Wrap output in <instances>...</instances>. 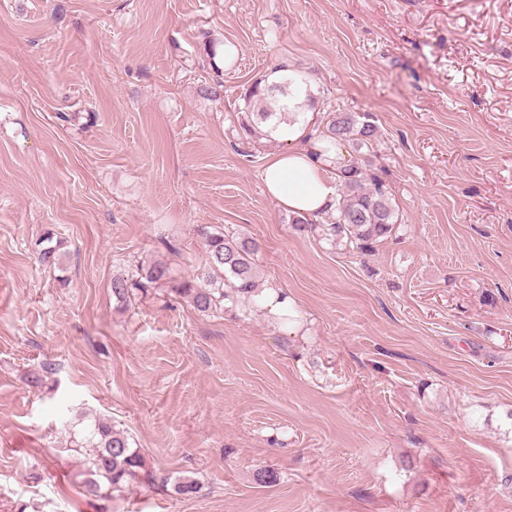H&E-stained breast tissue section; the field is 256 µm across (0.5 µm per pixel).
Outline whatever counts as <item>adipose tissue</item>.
I'll use <instances>...</instances> for the list:
<instances>
[{"label": "adipose tissue", "instance_id": "1", "mask_svg": "<svg viewBox=\"0 0 512 512\" xmlns=\"http://www.w3.org/2000/svg\"><path fill=\"white\" fill-rule=\"evenodd\" d=\"M317 115L306 112L288 128V150L269 156L262 179L266 196L286 211L313 219L336 203L337 146L318 141Z\"/></svg>", "mask_w": 512, "mask_h": 512}]
</instances>
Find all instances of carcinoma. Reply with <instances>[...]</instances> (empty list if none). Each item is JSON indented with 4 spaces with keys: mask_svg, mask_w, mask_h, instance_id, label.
<instances>
[{
    "mask_svg": "<svg viewBox=\"0 0 512 512\" xmlns=\"http://www.w3.org/2000/svg\"><path fill=\"white\" fill-rule=\"evenodd\" d=\"M306 84L304 75L288 69L282 70L276 84L256 80L243 97L245 111L240 123L243 135L248 139L269 137L280 125L296 121L305 105L292 103L294 91ZM376 135V125L368 113L329 112L318 126L321 140L330 144L345 142L355 149L371 146ZM370 166L367 158L361 164L339 169L342 193L336 199L333 222L317 226L306 218L294 216L291 224L298 230L317 226L326 237L344 239L361 253L371 251L374 244L392 235L397 219L382 180L369 172ZM201 234L209 258L208 268L192 279L175 284L174 293L188 299L200 313L213 312L229 298L250 299L259 294L253 262L259 244L222 232L203 230ZM167 278L168 267L162 262L141 266L134 279L114 278L112 295L124 303L131 288H144ZM69 444L92 451L83 479L89 495H98L104 485L120 492L138 479L152 477L145 468L144 457L130 447L128 436L104 418H94L82 430L69 434Z\"/></svg>",
    "mask_w": 512,
    "mask_h": 512,
    "instance_id": "cac0c4a2",
    "label": "carcinoma"
}]
</instances>
